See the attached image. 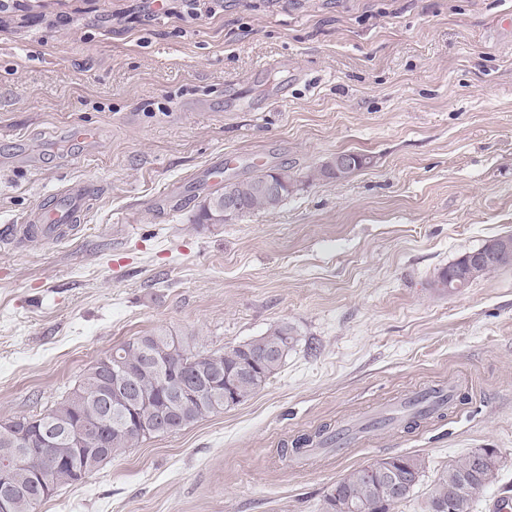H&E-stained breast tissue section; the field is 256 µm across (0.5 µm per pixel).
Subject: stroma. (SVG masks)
I'll return each mask as SVG.
<instances>
[{
  "label": "stroma",
  "instance_id": "obj_1",
  "mask_svg": "<svg viewBox=\"0 0 512 512\" xmlns=\"http://www.w3.org/2000/svg\"><path fill=\"white\" fill-rule=\"evenodd\" d=\"M94 126L78 143L74 129ZM346 152L367 163L321 176ZM297 186L224 224L212 174ZM99 189L53 242L0 243V422L37 416L121 342L158 329L234 347L299 341L246 402L145 440L39 512H323L349 470L427 462L392 512H425L474 448L512 493V266L435 287L512 234V0H13L0 11V225L73 183ZM455 382L467 404L340 457L280 450Z\"/></svg>",
  "mask_w": 512,
  "mask_h": 512
}]
</instances>
